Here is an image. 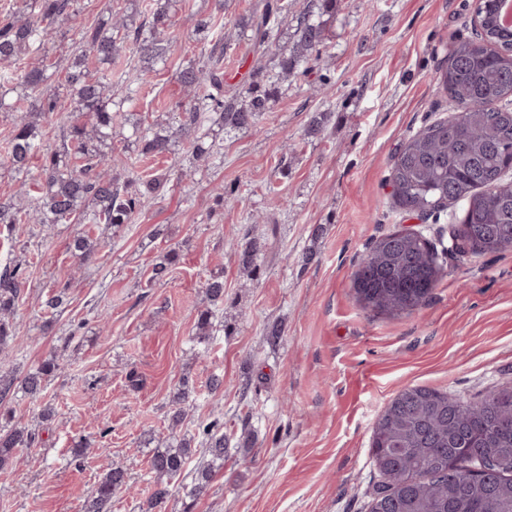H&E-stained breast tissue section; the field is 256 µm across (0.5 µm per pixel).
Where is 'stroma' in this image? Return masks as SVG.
<instances>
[{"mask_svg": "<svg viewBox=\"0 0 512 512\" xmlns=\"http://www.w3.org/2000/svg\"><path fill=\"white\" fill-rule=\"evenodd\" d=\"M114 0H74L46 50L67 66L84 29ZM256 0H186L171 34L178 46L154 65L127 109L177 122L182 66L203 52L193 38L209 15L223 37L224 89L245 92L253 61L245 23ZM294 19L311 12L323 29L320 56L279 84L256 127L209 123L219 160L202 163L187 143L142 156L129 143L120 180L162 175L166 183L131 223L0 224V267L22 263L16 307L21 336L0 349V374L17 379L44 360L59 369L39 396L15 390L0 408L35 430L32 447L0 469V512H80L86 494L113 466L129 489L112 512H141L152 491L148 453L171 434L193 436L221 419L226 452L208 487L191 495L201 454L170 486L165 512H369L380 476L369 454L372 428L402 389L426 386L474 399L512 385V249L451 254V214L423 220L400 209L387 181L402 143L457 110L440 78L453 40L474 31L476 0H288ZM31 113L39 147L63 141L62 113ZM321 133L308 127L320 113ZM16 113L0 112V202L27 205L22 185L41 176L34 155L15 172L4 146ZM422 231L444 253L431 300L409 314L365 310L354 277L372 241ZM96 247L75 256L77 232ZM263 249L259 274L240 273L235 250ZM175 254L168 277L154 265ZM224 279L213 333L196 340L206 286ZM63 293L57 313L43 307ZM281 326L282 336L268 334ZM224 384L212 393L209 381ZM193 392L186 418L171 429V398L182 379ZM50 417H43V409ZM90 449L77 451L81 439Z\"/></svg>", "mask_w": 512, "mask_h": 512, "instance_id": "stroma-1", "label": "stroma"}]
</instances>
